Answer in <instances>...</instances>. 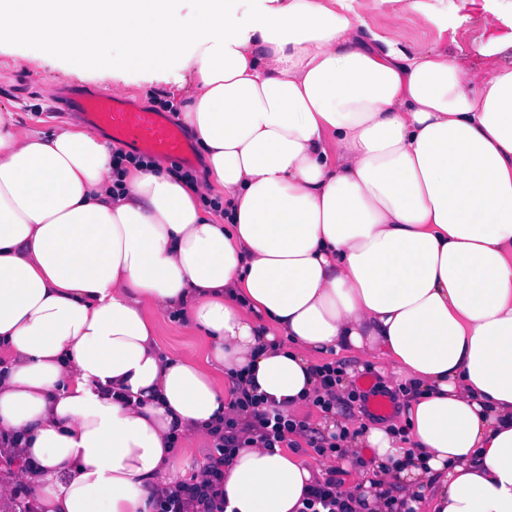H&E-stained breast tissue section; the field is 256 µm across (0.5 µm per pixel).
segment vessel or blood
Listing matches in <instances>:
<instances>
[{
    "instance_id": "vessel-or-blood-1",
    "label": "vessel or blood",
    "mask_w": 512,
    "mask_h": 512,
    "mask_svg": "<svg viewBox=\"0 0 512 512\" xmlns=\"http://www.w3.org/2000/svg\"><path fill=\"white\" fill-rule=\"evenodd\" d=\"M51 109L77 113L91 129L107 131L113 140L139 150L186 163L191 160V145L174 119L133 106L112 92L75 91L53 101Z\"/></svg>"
}]
</instances>
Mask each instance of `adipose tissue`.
<instances>
[{
	"label": "adipose tissue",
	"mask_w": 512,
	"mask_h": 512,
	"mask_svg": "<svg viewBox=\"0 0 512 512\" xmlns=\"http://www.w3.org/2000/svg\"><path fill=\"white\" fill-rule=\"evenodd\" d=\"M0 0V42L168 82L206 173L129 168L73 125L0 108V447L42 512H153L237 374L293 414L319 357L387 363L406 434L352 426L353 512H512V66L373 30L353 0ZM94 46L87 56L86 46ZM163 310L205 362L164 352ZM324 470L249 442L226 512H302Z\"/></svg>",
	"instance_id": "1"
}]
</instances>
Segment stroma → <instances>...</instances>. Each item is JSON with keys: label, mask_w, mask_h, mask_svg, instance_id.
Returning <instances> with one entry per match:
<instances>
[{"label": "stroma", "mask_w": 512, "mask_h": 512, "mask_svg": "<svg viewBox=\"0 0 512 512\" xmlns=\"http://www.w3.org/2000/svg\"><path fill=\"white\" fill-rule=\"evenodd\" d=\"M436 10L447 13L455 24V31L448 38H440L436 24L427 21L413 9L411 0H388L379 11L369 14L368 20L377 29L394 39L423 50L433 46L447 49L450 56L462 61L467 74L482 72L485 63L473 51L475 43L491 38L501 40L504 49L497 57L503 65H512V22L498 20L483 8V0H427ZM10 68L8 77H0V107L21 113L26 127L48 130L64 125V118L48 114L50 95L76 86L91 89H109L126 94L130 103L146 108L159 109L165 96L174 93L171 84H159L152 97H144L141 88L133 82L113 81L111 72L76 76L71 74V64L54 52L33 53L21 42L0 44V65ZM159 340L172 355L203 358L205 340L199 331L171 319L165 312H154ZM334 363L350 374L351 389L373 394L375 387L386 383L385 364L372 362L369 370H361L360 361L353 352L345 351L334 356Z\"/></svg>", "instance_id": "35a3bbf8"}]
</instances>
